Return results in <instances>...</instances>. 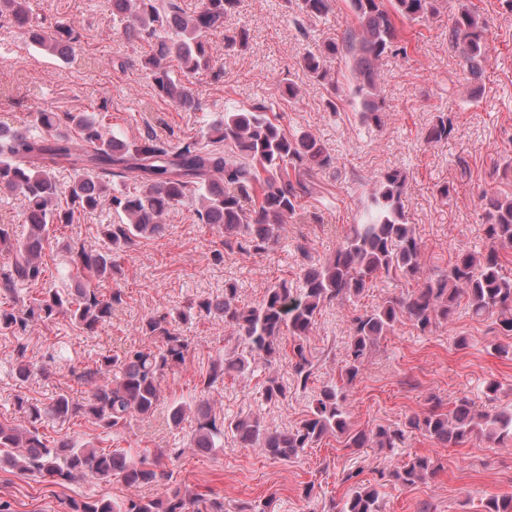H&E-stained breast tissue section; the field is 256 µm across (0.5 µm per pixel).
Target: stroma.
Listing matches in <instances>:
<instances>
[{"label":"stroma","mask_w":512,"mask_h":512,"mask_svg":"<svg viewBox=\"0 0 512 512\" xmlns=\"http://www.w3.org/2000/svg\"><path fill=\"white\" fill-rule=\"evenodd\" d=\"M472 8L490 21V61L480 82H473L459 52L448 44V23L453 8L444 5L426 23H406L401 35L407 55H389L379 62L386 117L382 128L361 122L359 105L351 95L350 68L345 61H330L338 87L336 110L325 106V86L310 81L302 67L305 53L340 38L352 25L347 0H331L332 9L319 19L295 23L284 0H240L225 28H250L253 40L246 53L224 50L223 30L210 36L213 66L192 78L190 88L202 105L186 109L160 98L140 66L141 46L122 34V23L112 13L111 0H30L44 25L65 19L81 32L76 58L66 61L30 44L12 22L0 17V124L22 129L41 110L95 113L107 133L127 140L149 135L176 141L200 136L206 124L225 108L273 103L287 131L315 135L336 159L333 167L316 172L314 192L305 200L301 223L282 225L278 244L267 252L228 251L224 230L199 223L192 208L178 205L163 217L162 237L140 240L119 254L123 274L102 282L103 291L120 288L124 302L110 322L87 333L61 317L37 326L24 341L0 331V422H18L14 400L22 394L30 401L48 403L53 395H83L85 386L72 370L129 346H150L140 330L145 318L187 308L201 297L224 294V282L236 280L243 303L253 305L265 289L280 280L296 282L306 261L332 254L351 224L357 223L361 199L369 180L388 169L407 174L404 205L410 224L424 243L425 274L447 269L455 251L482 249L485 191L512 193V182L493 179L492 172L512 156V13L499 0H469ZM299 87L296 98L285 96L288 84ZM453 113L456 133L441 143H426L424 136L434 116ZM454 186L449 198L440 185ZM114 216L110 200L81 214L62 227L59 244L45 252L49 267L45 278L19 285L26 296L45 288L69 287L57 274L62 247L79 244L102 248L101 225ZM418 279H378L359 300L323 308L306 340L315 365L307 390H290L285 400L268 403L262 394L267 374L291 382L287 357L272 366L226 376L203 399L219 415L256 413L273 429L299 425L319 388L340 380L349 336V321L385 297L417 288ZM190 339L185 362L161 380L162 402L149 416L135 417L129 429L112 438L84 422L46 424L48 436L70 433L80 442L100 448H122L131 456L143 451L181 449L176 461L166 464L170 484L210 493L224 500V512H240L246 503L275 495V512H324L331 499L345 496L347 469H361L363 481L375 471L397 465L409 455L437 458L438 474L407 488L389 482L380 487L381 512H480L483 497L512 494V441L501 443L473 437L443 448L420 433L409 434L393 450L346 448L340 440L325 438L289 460L271 459L259 449L244 448L225 437L223 448L204 452L191 446L195 411H188L180 426L169 424L168 406L190 398L202 375L219 353L238 348L239 341L223 322L199 318L183 328ZM467 347H459L460 339ZM25 344L28 360L37 367L26 382H18L11 369L18 344ZM66 348L68 358L50 361L54 349ZM498 385L494 398H486L487 381ZM477 409L512 406V338L496 335L490 319L472 317L459 308L453 324L421 334L404 321L384 336L366 359L362 372L348 389L347 411L355 430L377 425H400L433 403L450 410L461 396ZM127 494L117 481L102 482L87 475L61 487L35 481L0 468V502L11 512H62L63 499L94 496L115 501Z\"/></svg>","instance_id":"obj_1"}]
</instances>
